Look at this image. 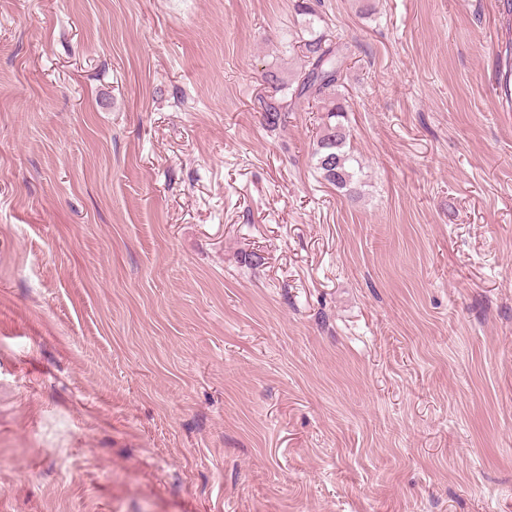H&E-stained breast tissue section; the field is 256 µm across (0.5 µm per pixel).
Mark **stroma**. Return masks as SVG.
<instances>
[{
	"mask_svg": "<svg viewBox=\"0 0 512 512\" xmlns=\"http://www.w3.org/2000/svg\"><path fill=\"white\" fill-rule=\"evenodd\" d=\"M504 2L0 0V512H512ZM310 36L303 44V66L297 84L291 91L290 103L273 96L259 97L257 112H261L268 126L276 127L287 123L288 112L301 109L311 99L322 100L327 113L312 153L316 169L325 181L352 193L357 179L351 166L352 158L345 149L349 131L341 118H344L346 109L336 99V87L340 85L342 76L343 47L326 43L323 35L311 33ZM329 158L333 160L332 166H328Z\"/></svg>",
	"mask_w": 512,
	"mask_h": 512,
	"instance_id": "stroma-1",
	"label": "stroma"
}]
</instances>
